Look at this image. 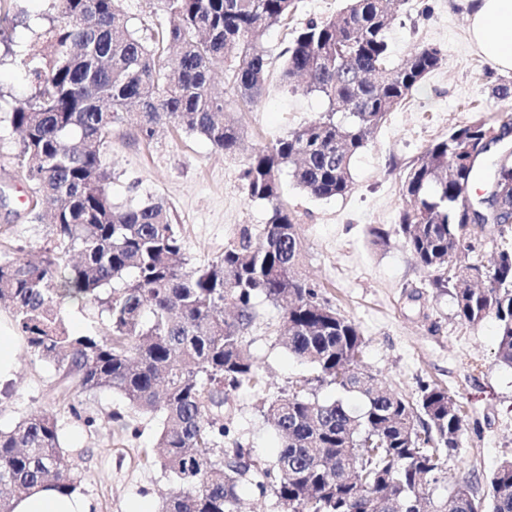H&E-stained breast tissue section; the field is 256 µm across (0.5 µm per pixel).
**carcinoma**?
Returning <instances> with one entry per match:
<instances>
[{"label": "carcinoma", "mask_w": 512, "mask_h": 512, "mask_svg": "<svg viewBox=\"0 0 512 512\" xmlns=\"http://www.w3.org/2000/svg\"><path fill=\"white\" fill-rule=\"evenodd\" d=\"M160 2L164 22L145 39L120 0H60V16L40 28V48L20 57L29 92L14 101L10 123L36 203L53 213L39 260L21 246L0 253V301L9 302L31 354L57 370L58 402L79 418L76 396L112 391L163 414L145 464H160L179 487L158 512H238L243 482L272 490L284 512H512V461L493 471L484 497L469 481L434 496L460 447L456 399L426 385L409 401L364 370L359 327L299 271L302 241L281 200L287 165L312 197L348 194L353 158L439 66L441 50L419 47L392 65L386 32L404 0H347L337 17L296 30L281 79H304L302 90L328 107L248 159L247 195L271 206L261 242L245 232L195 263L163 202L112 201L104 158L112 129L132 119L150 141L166 125L235 152L243 131L211 82L227 67L235 104H252L269 75L258 41L295 13L298 0ZM493 95L505 103L504 119L455 128L411 166L398 232L461 321L495 317L497 360L512 368V241L486 265L456 260L476 229L512 224V153L497 159L492 146L485 167L466 162L472 139L512 126V86L500 84ZM479 181L494 191L473 194ZM259 297L286 303L276 339L313 368L288 394L260 402L280 440L270 463L253 458L224 425L229 392L262 383L244 336ZM69 299L102 307L106 331L69 334L59 316ZM322 387L340 397L319 398ZM44 486L76 488L56 414L36 409L0 429V512Z\"/></svg>", "instance_id": "1"}]
</instances>
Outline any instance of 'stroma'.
<instances>
[{"instance_id": "obj_1", "label": "stroma", "mask_w": 512, "mask_h": 512, "mask_svg": "<svg viewBox=\"0 0 512 512\" xmlns=\"http://www.w3.org/2000/svg\"><path fill=\"white\" fill-rule=\"evenodd\" d=\"M345 4L300 0L288 24L265 32L259 45L271 62L270 77L256 103L234 114L243 130L236 155L216 152L198 134L164 129L145 141L133 126H116L106 148L114 201H163L187 253L198 262L220 255L242 231L261 241L271 207L248 198L247 159L327 108L319 95L284 85L282 53L296 28L332 18ZM58 14L57 0H0V17L10 18L0 34V187L10 195L0 208V250L36 248L48 232L46 223L32 218L31 184L18 163L19 136L7 114L13 98L29 89L18 66L20 53L34 41L45 17ZM465 16L463 0H408L398 11L387 32L392 61L401 62L426 45L439 48L443 61L387 115L354 159L346 196L316 199L297 187L289 170L280 175L281 198L295 214L304 245L301 269L337 312L358 325L366 341L364 366L408 400L417 399L422 385L436 384L461 405V446L448 459L447 478L436 489L440 495L468 479L475 480L478 494H486L490 474L512 458V370L497 362L495 318L476 325L459 320L452 297L431 288L432 273L416 263L395 231L404 206L402 179L427 147L466 122L499 118L501 103L492 89L508 77L492 70L473 48ZM372 226L387 230L386 241H372ZM60 316L75 335L99 334L106 327L105 314L91 304L63 302ZM282 316L281 306L257 299L246 348L264 377L265 391L240 388L224 405L231 437L264 461L274 459L278 438L258 410L261 396L287 394L292 383L309 374L275 340ZM55 381L53 365L19 349L13 379L0 387V428L37 408L56 412L63 446L81 454L76 484L91 512H136L141 505L157 512L175 481L160 467L145 466L141 452L153 446L161 413L143 412L118 394L100 392L76 397L80 413L74 416L59 408ZM88 417L93 420L89 426L84 423Z\"/></svg>"}]
</instances>
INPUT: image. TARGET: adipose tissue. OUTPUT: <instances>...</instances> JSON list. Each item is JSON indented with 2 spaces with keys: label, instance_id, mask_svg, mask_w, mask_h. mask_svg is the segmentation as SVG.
Segmentation results:
<instances>
[{
  "label": "adipose tissue",
  "instance_id": "adipose-tissue-1",
  "mask_svg": "<svg viewBox=\"0 0 512 512\" xmlns=\"http://www.w3.org/2000/svg\"><path fill=\"white\" fill-rule=\"evenodd\" d=\"M472 45L495 69L512 73V0H466ZM13 512H89L82 494L40 488L15 501Z\"/></svg>",
  "mask_w": 512,
  "mask_h": 512
}]
</instances>
